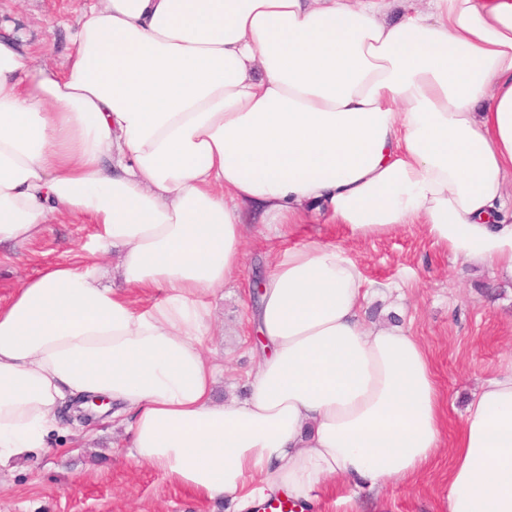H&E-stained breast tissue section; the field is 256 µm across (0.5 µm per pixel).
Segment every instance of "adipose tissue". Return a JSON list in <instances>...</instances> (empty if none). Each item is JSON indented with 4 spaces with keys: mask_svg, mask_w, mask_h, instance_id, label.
<instances>
[{
    "mask_svg": "<svg viewBox=\"0 0 512 512\" xmlns=\"http://www.w3.org/2000/svg\"><path fill=\"white\" fill-rule=\"evenodd\" d=\"M69 41L57 70L0 37V243L82 213L119 262L58 263L0 307V469L89 396L135 461L234 512L413 481L441 402L418 338L364 318L390 284L285 249L249 313L248 392L223 401L209 298L248 227L278 240L317 213L359 237L418 222L512 273V0H85ZM131 288L167 294L142 309ZM446 509L512 512V371L466 406Z\"/></svg>",
    "mask_w": 512,
    "mask_h": 512,
    "instance_id": "ef3b65f1",
    "label": "adipose tissue"
}]
</instances>
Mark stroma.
<instances>
[{
	"label": "stroma",
	"mask_w": 512,
	"mask_h": 512,
	"mask_svg": "<svg viewBox=\"0 0 512 512\" xmlns=\"http://www.w3.org/2000/svg\"><path fill=\"white\" fill-rule=\"evenodd\" d=\"M79 6L80 0H0V33L24 37L36 65H61ZM99 231L89 216L73 213L49 219L42 235L25 245H1L0 306L45 268L84 262L85 246ZM309 240L343 250L367 282L402 285L398 295H370L366 320L396 321L419 338L443 404L440 448L413 482L385 481L370 493L330 481L317 491L315 512H444L450 450L466 405L482 384L512 369V276L456 257L421 224L362 238L321 218L288 236L292 245ZM244 253L242 277L213 297L214 327L203 344L226 366L216 386L222 398L244 394L254 365L247 317L253 281L269 261L257 231H250ZM125 438L123 426L101 411L85 424L61 422L46 448L0 471V512H231L224 502L203 498L129 458Z\"/></svg>",
	"instance_id": "obj_1"
}]
</instances>
